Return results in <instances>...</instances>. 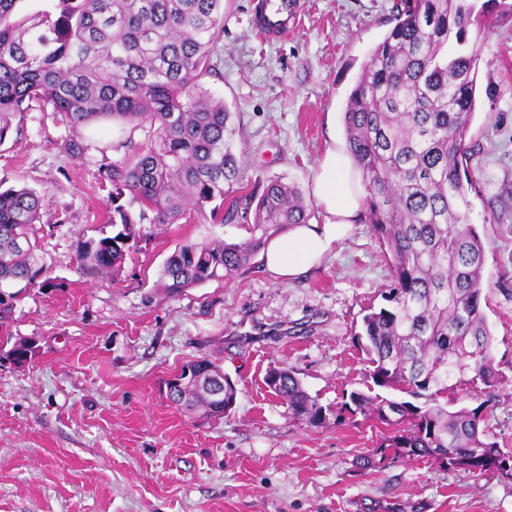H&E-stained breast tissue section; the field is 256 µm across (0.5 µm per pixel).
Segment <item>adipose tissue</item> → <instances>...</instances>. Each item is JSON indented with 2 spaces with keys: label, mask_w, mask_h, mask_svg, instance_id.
Wrapping results in <instances>:
<instances>
[{
  "label": "adipose tissue",
  "mask_w": 512,
  "mask_h": 512,
  "mask_svg": "<svg viewBox=\"0 0 512 512\" xmlns=\"http://www.w3.org/2000/svg\"><path fill=\"white\" fill-rule=\"evenodd\" d=\"M355 174L347 150H327L314 175V195L325 212V221L298 224L286 234L268 239L262 257L275 277L284 281L307 269L347 235L365 196L354 182Z\"/></svg>",
  "instance_id": "ef3b65f1"
}]
</instances>
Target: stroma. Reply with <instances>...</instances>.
<instances>
[{
  "instance_id": "stroma-1",
  "label": "stroma",
  "mask_w": 512,
  "mask_h": 512,
  "mask_svg": "<svg viewBox=\"0 0 512 512\" xmlns=\"http://www.w3.org/2000/svg\"><path fill=\"white\" fill-rule=\"evenodd\" d=\"M393 0H300L285 40L260 37L256 0H225L224 30L201 84L235 112L244 189L279 177L302 192L311 223L325 213L312 177L325 151L346 143L347 96L393 26ZM485 11V59L465 135L468 221L486 245L483 312L506 384L484 426L512 448V0ZM61 116L32 107L0 143V186L46 194L41 223L48 288L20 294L10 324L33 340L25 365L0 364V512H512V479L450 470L424 458L364 460L384 425L337 420L343 393L363 389L369 363L357 334L391 285L371 229L354 224L314 268L278 280L254 256L233 278L167 298L161 266L176 245L240 242L243 224H143L138 251L115 277L85 275L79 242L111 234L101 150L119 134L82 132L75 157ZM209 357L238 388L221 419L170 407L163 380ZM290 367L325 408L313 426L289 418L266 385Z\"/></svg>"
}]
</instances>
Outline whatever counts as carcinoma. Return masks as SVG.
<instances>
[{
  "label": "carcinoma",
  "mask_w": 512,
  "mask_h": 512,
  "mask_svg": "<svg viewBox=\"0 0 512 512\" xmlns=\"http://www.w3.org/2000/svg\"><path fill=\"white\" fill-rule=\"evenodd\" d=\"M21 2L0 0V142L32 103L61 115L76 135L101 121L122 133L112 144L116 157L100 165L112 187L114 231L79 243L77 269L118 275L135 250L137 224H175L188 211L218 224L245 222L243 241L175 248L157 281L172 297L231 279L271 234L308 223L301 193L279 177L258 196L222 203L239 180L236 127L199 81L212 71L224 0H48L23 16ZM392 13L395 24L363 65L344 112L365 191L359 221L389 255L392 284L387 305L363 317L372 384L350 392L341 409L393 428L377 448L382 455L512 478V453L481 427L486 402L457 411L440 403L452 379L480 393L504 383L482 309L485 245L464 210L473 186L464 138L484 47L470 32L481 28V13L472 0H395ZM138 129L147 142H134ZM45 202L26 187L0 191V328L18 300L9 285L47 286L36 258ZM35 353L32 341L0 336V358L23 364ZM220 373L206 357L184 364L183 383L167 401L224 417L238 389L226 376L216 380ZM266 383L292 419L323 423L325 408L294 371L273 368Z\"/></svg>",
  "instance_id": "1"
}]
</instances>
